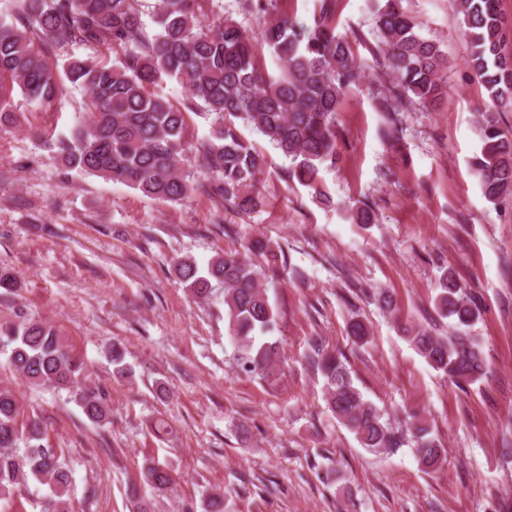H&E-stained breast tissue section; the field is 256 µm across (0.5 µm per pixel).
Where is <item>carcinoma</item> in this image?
<instances>
[{
  "instance_id": "carcinoma-1",
  "label": "carcinoma",
  "mask_w": 512,
  "mask_h": 512,
  "mask_svg": "<svg viewBox=\"0 0 512 512\" xmlns=\"http://www.w3.org/2000/svg\"><path fill=\"white\" fill-rule=\"evenodd\" d=\"M217 0H9L13 20L0 18V130L20 126V113L6 97L18 88L27 105L42 108L69 83L85 91L87 102L70 136L59 140L63 164L82 175L123 184L150 199L182 202L201 189L216 199L217 221L224 209L250 214L263 204L260 176L267 155L248 140L244 125L263 135L288 161L286 176L308 188L312 197L329 200L321 171L336 165V114L347 91L362 81L376 90L378 111L389 129L398 130L400 112L412 104L436 107L447 94L446 55L420 33L408 0H378L376 42L365 43L372 64H361L348 37L336 32L335 0H319L314 25L297 23L279 10V0H237L238 11L260 20L261 41L277 59V72L258 60L253 37L233 15L219 23L204 21L207 3ZM469 53L466 64L488 94L477 108L481 150L471 163L484 197L497 203L512 196V134L499 113L512 109V54L504 50L509 29L500 0H450ZM150 17L147 32L143 17ZM72 45L117 53L115 60L70 57L59 67L52 53ZM177 81L185 92L182 107L156 88ZM206 109L211 132L192 148L185 140L187 114ZM201 159L204 181L195 183L184 164L187 152ZM356 224L377 222L371 205L358 200L349 210ZM276 267L278 251L268 240L252 239L244 252L211 258L206 268L193 259L179 262L177 277L190 293L208 298L211 282L224 284V321L239 350L242 371L274 376L281 343L257 341L279 325L280 316L260 284L251 255ZM434 310L452 321L451 331L437 326L403 327L417 353L448 381L462 386L485 376L483 345L464 328L481 311L468 289L444 270L437 281ZM356 345L368 343L370 330L361 319L348 322ZM312 367L326 387V404L336 421L358 444L387 453L404 444L422 469L435 472L447 450L420 413L396 426L356 386L343 355L312 338ZM0 352L7 365L30 387L68 390L85 417L103 427L110 423L107 394L80 387L87 366L50 324L41 321L0 323ZM114 371L128 374L119 345L107 346ZM144 485L164 491L174 484L165 464L151 461ZM43 486L41 512H70L71 469L65 450L49 444L35 417L24 419L15 393L0 388V501L21 487ZM132 482L126 492L133 512H152L150 499Z\"/></svg>"
}]
</instances>
